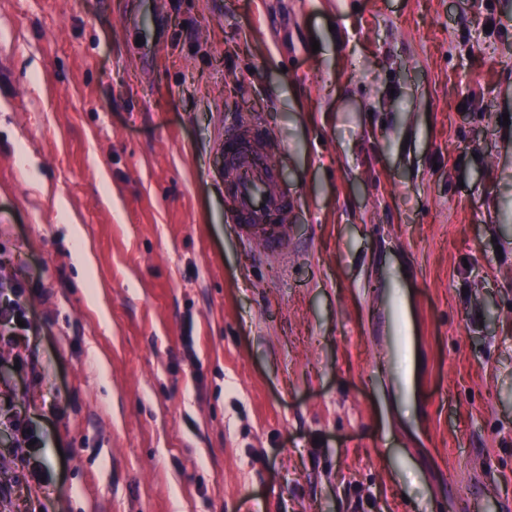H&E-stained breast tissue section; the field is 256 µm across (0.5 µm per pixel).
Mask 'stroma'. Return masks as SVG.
I'll list each match as a JSON object with an SVG mask.
<instances>
[{"label": "stroma", "instance_id": "stroma-1", "mask_svg": "<svg viewBox=\"0 0 512 512\" xmlns=\"http://www.w3.org/2000/svg\"><path fill=\"white\" fill-rule=\"evenodd\" d=\"M238 113L284 146L280 258L224 222ZM505 114L512 0H0V279L39 360L0 346V512L512 506Z\"/></svg>", "mask_w": 512, "mask_h": 512}]
</instances>
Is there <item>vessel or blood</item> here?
<instances>
[{
    "label": "vessel or blood",
    "instance_id": "b4317fda",
    "mask_svg": "<svg viewBox=\"0 0 512 512\" xmlns=\"http://www.w3.org/2000/svg\"><path fill=\"white\" fill-rule=\"evenodd\" d=\"M233 128L234 136L222 145L227 161L226 219L249 250L282 253L290 242L293 211L287 189L278 185L274 176L282 146L254 116L240 115Z\"/></svg>",
    "mask_w": 512,
    "mask_h": 512
}]
</instances>
